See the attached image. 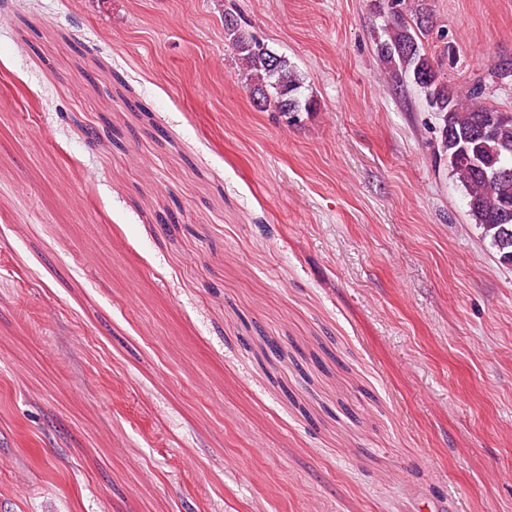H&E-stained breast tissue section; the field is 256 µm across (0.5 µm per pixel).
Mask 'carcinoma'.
I'll return each mask as SVG.
<instances>
[{
	"mask_svg": "<svg viewBox=\"0 0 512 512\" xmlns=\"http://www.w3.org/2000/svg\"><path fill=\"white\" fill-rule=\"evenodd\" d=\"M377 9L387 15L381 60L395 81L423 89L440 120L441 149L465 190L469 215L500 259L512 263V216H507L512 207V116L483 102L485 82L463 93L444 80L443 60L451 58L450 47L444 46L437 58L425 52L421 36L430 30L431 19L425 4L378 0ZM224 33L259 108L288 115L310 111V102L301 100L299 75L285 57L249 33L233 13L224 14ZM489 77L495 84L511 83L512 63L494 66Z\"/></svg>",
	"mask_w": 512,
	"mask_h": 512,
	"instance_id": "1",
	"label": "carcinoma"
}]
</instances>
